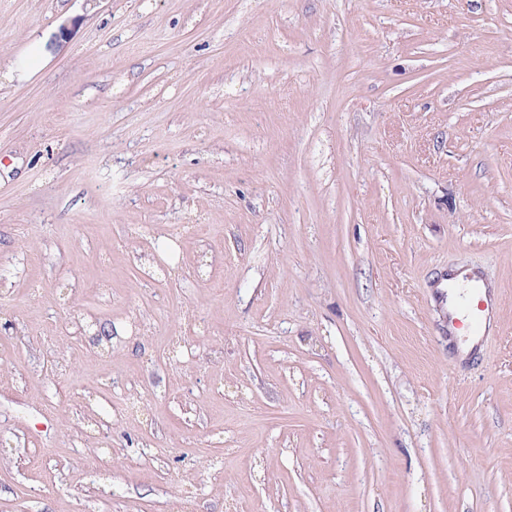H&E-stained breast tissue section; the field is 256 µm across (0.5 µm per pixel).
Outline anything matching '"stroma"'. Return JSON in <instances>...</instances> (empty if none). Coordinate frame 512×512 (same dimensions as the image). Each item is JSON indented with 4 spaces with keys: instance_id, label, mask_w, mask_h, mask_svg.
<instances>
[{
    "instance_id": "35a3bbf8",
    "label": "stroma",
    "mask_w": 512,
    "mask_h": 512,
    "mask_svg": "<svg viewBox=\"0 0 512 512\" xmlns=\"http://www.w3.org/2000/svg\"><path fill=\"white\" fill-rule=\"evenodd\" d=\"M185 507L512 512V0H0V512ZM487 294L488 297H486V300H482V305L477 309H472L469 306L466 308L459 306L460 312L468 320V328L471 336H484V320L487 318H484L483 313L487 310L490 314L498 305V297L491 293L490 288H488Z\"/></svg>"
}]
</instances>
